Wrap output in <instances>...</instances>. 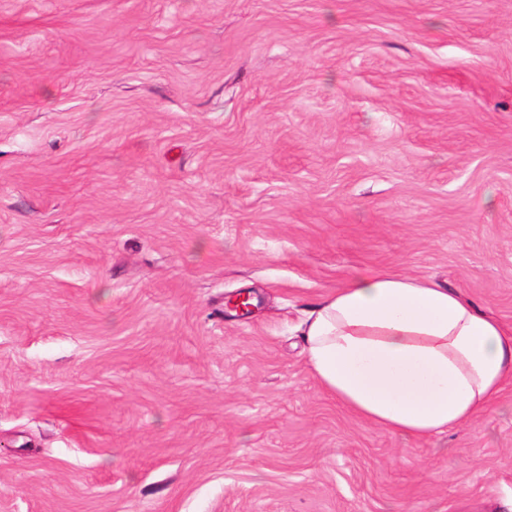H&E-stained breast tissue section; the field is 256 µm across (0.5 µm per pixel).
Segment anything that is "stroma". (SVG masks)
Returning a JSON list of instances; mask_svg holds the SVG:
<instances>
[{"mask_svg": "<svg viewBox=\"0 0 512 512\" xmlns=\"http://www.w3.org/2000/svg\"><path fill=\"white\" fill-rule=\"evenodd\" d=\"M376 271L512 326V0H0V512H512L311 375Z\"/></svg>", "mask_w": 512, "mask_h": 512, "instance_id": "obj_1", "label": "stroma"}]
</instances>
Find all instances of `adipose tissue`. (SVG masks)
<instances>
[{
	"instance_id": "obj_1",
	"label": "adipose tissue",
	"mask_w": 512,
	"mask_h": 512,
	"mask_svg": "<svg viewBox=\"0 0 512 512\" xmlns=\"http://www.w3.org/2000/svg\"><path fill=\"white\" fill-rule=\"evenodd\" d=\"M300 331L324 391L406 439L492 412L512 383V329L425 278L354 275L311 307Z\"/></svg>"
}]
</instances>
